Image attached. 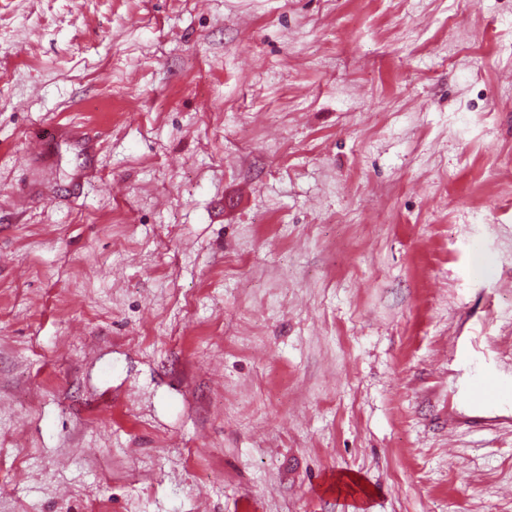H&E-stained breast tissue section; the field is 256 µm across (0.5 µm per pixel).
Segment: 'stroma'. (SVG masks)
<instances>
[{"label": "stroma", "mask_w": 512, "mask_h": 512, "mask_svg": "<svg viewBox=\"0 0 512 512\" xmlns=\"http://www.w3.org/2000/svg\"><path fill=\"white\" fill-rule=\"evenodd\" d=\"M0 512H512V0H0Z\"/></svg>", "instance_id": "obj_1"}]
</instances>
